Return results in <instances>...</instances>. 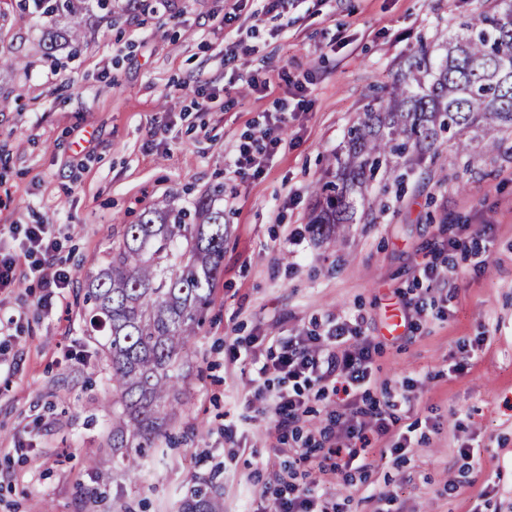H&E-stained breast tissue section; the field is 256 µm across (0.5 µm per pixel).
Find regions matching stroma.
Returning <instances> with one entry per match:
<instances>
[{
    "label": "stroma",
    "mask_w": 512,
    "mask_h": 512,
    "mask_svg": "<svg viewBox=\"0 0 512 512\" xmlns=\"http://www.w3.org/2000/svg\"><path fill=\"white\" fill-rule=\"evenodd\" d=\"M86 17L83 45L46 57L44 20L0 0V225L51 224L68 288L20 279L0 290V512H187L213 483L223 512L272 507L284 483L318 480L277 441L310 448L331 430L332 395L274 431L251 405L252 378L281 339L363 317L374 397L399 400L396 458L324 484L341 512H512V131L499 150L425 154L403 184H374L341 244L307 231L313 187L367 109L386 103L406 59L445 44L502 0H296L251 19L256 0H149ZM237 20L225 23L224 15ZM237 62L224 61L225 52ZM272 77L267 90L243 75ZM304 89L283 143L258 173L235 175L240 143ZM223 185L224 267L183 358L180 412L128 478L112 457V392L82 305L88 276L124 227L164 200ZM431 264L444 283L419 275ZM427 298L400 333L387 296ZM111 481L89 495L97 472ZM385 500H376V493Z\"/></svg>",
    "instance_id": "stroma-1"
}]
</instances>
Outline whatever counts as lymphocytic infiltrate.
Masks as SVG:
<instances>
[{
	"label": "lymphocytic infiltrate",
	"mask_w": 512,
	"mask_h": 512,
	"mask_svg": "<svg viewBox=\"0 0 512 512\" xmlns=\"http://www.w3.org/2000/svg\"><path fill=\"white\" fill-rule=\"evenodd\" d=\"M288 124L287 112L275 115L273 122L261 132L264 149L241 144L233 165L243 174L262 165L263 150H277L279 133ZM9 234L19 242L18 249L0 251V288L12 286L19 267L38 278L42 288L67 287L69 275L55 268L52 257L58 248L49 224L9 225ZM372 345L363 337L357 322H338L330 326L317 345L307 338L291 336L282 340L273 368L292 382L291 388L277 391L272 401L280 423L298 419L306 411L304 391L310 387L331 390L336 398L334 417L336 430L325 437L329 452L337 458L333 467L319 466L320 475L341 472L343 466L358 465L369 470L374 459L368 449L372 442L391 439L397 423L395 403L391 400H372L368 394L375 380L372 375Z\"/></svg>",
	"instance_id": "obj_1"
}]
</instances>
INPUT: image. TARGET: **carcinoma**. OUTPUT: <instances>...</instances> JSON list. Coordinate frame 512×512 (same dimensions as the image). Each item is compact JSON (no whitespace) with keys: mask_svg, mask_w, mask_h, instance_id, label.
Listing matches in <instances>:
<instances>
[{"mask_svg":"<svg viewBox=\"0 0 512 512\" xmlns=\"http://www.w3.org/2000/svg\"><path fill=\"white\" fill-rule=\"evenodd\" d=\"M41 17L82 14V0H32ZM81 26L45 32L46 55L78 43ZM405 86L387 105L369 108L336 157L334 180L318 186L310 231L331 237L351 224L357 195L379 171L395 175L400 163L415 164L443 134L463 151L470 141L494 149L498 134L512 130V0L501 12H485L448 37L443 57L424 47L407 60ZM221 188L189 207L168 201L128 224L112 245V257L87 278L83 303L89 325L103 333L101 351L112 387V447L123 448L120 464L137 472L145 449L176 416L178 369L204 313L224 261V210L215 206ZM194 512H222L219 494L194 489Z\"/></svg>","mask_w":512,"mask_h":512,"instance_id":"carcinoma-1","label":"carcinoma"}]
</instances>
